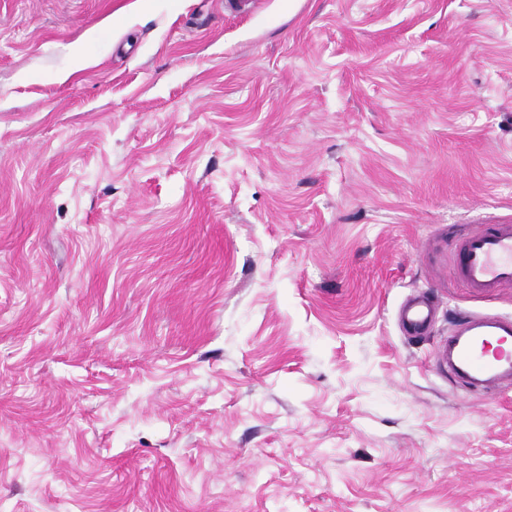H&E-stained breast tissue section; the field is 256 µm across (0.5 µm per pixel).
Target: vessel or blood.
Segmentation results:
<instances>
[{
  "mask_svg": "<svg viewBox=\"0 0 512 512\" xmlns=\"http://www.w3.org/2000/svg\"><path fill=\"white\" fill-rule=\"evenodd\" d=\"M457 268L475 294L490 296L512 285V224H492L467 235L460 243ZM431 315L429 305L409 306L405 327L417 335ZM450 373L473 386L491 379L512 385V318L464 316L453 340Z\"/></svg>",
  "mask_w": 512,
  "mask_h": 512,
  "instance_id": "obj_1",
  "label": "vessel or blood"
}]
</instances>
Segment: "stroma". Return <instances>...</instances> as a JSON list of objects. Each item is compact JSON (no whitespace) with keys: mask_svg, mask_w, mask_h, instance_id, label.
<instances>
[{"mask_svg":"<svg viewBox=\"0 0 512 512\" xmlns=\"http://www.w3.org/2000/svg\"><path fill=\"white\" fill-rule=\"evenodd\" d=\"M509 222L512 0H0V512H512ZM457 268L475 294L492 296L512 285V224H489L460 243ZM431 315L429 305L416 303L409 306L405 316V327L411 334L418 335L426 327ZM459 321L452 340L450 374L468 386L496 379L511 387L512 318L465 315Z\"/></svg>","mask_w":512,"mask_h":512,"instance_id":"1","label":"stroma"}]
</instances>
